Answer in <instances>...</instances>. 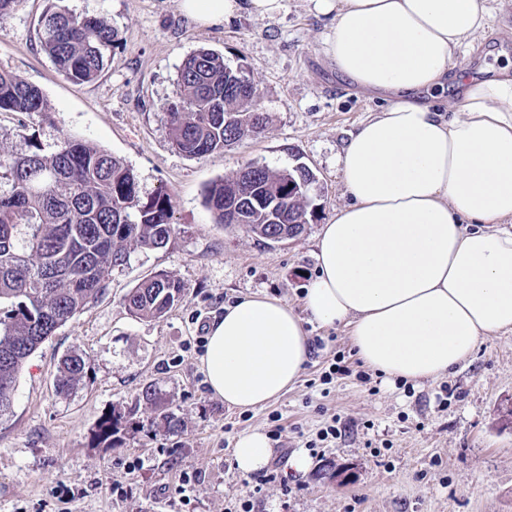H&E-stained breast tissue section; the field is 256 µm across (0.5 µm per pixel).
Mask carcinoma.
Listing matches in <instances>:
<instances>
[{"instance_id": "1", "label": "carcinoma", "mask_w": 512, "mask_h": 512, "mask_svg": "<svg viewBox=\"0 0 512 512\" xmlns=\"http://www.w3.org/2000/svg\"><path fill=\"white\" fill-rule=\"evenodd\" d=\"M42 46L58 72L73 82H92L104 69L106 53L118 41L115 29L95 17H80L52 0L41 20ZM230 65L212 50H198L181 63L178 93L165 114L175 149L200 158L259 135L269 117L253 108L256 87L247 91L230 82ZM47 112L42 90L0 71V111ZM254 178L221 179L207 190L214 222L224 224V198L242 194L250 221L246 232L267 243L303 233L315 212L316 174L306 165L274 172L255 165ZM304 182L306 191L288 189ZM173 200L159 189L143 198L134 169L111 153L70 138L51 154L38 145L25 154H0V416L11 411L15 385L26 360L75 315L107 289L116 267L135 250L167 245L173 233ZM185 298L175 275L155 272L125 296L139 319L164 317ZM87 356L74 349L59 361L56 388L65 393L86 377ZM154 412L150 425L166 433L181 431L172 402L144 387L127 413L101 419L96 438L113 442L122 420L141 405Z\"/></svg>"}]
</instances>
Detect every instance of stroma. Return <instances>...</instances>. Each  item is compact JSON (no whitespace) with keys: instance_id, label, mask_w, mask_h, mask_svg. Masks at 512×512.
I'll use <instances>...</instances> for the list:
<instances>
[{"instance_id":"stroma-1","label":"stroma","mask_w":512,"mask_h":512,"mask_svg":"<svg viewBox=\"0 0 512 512\" xmlns=\"http://www.w3.org/2000/svg\"><path fill=\"white\" fill-rule=\"evenodd\" d=\"M49 4L22 0L0 20V70L37 85L50 105L44 113L0 111V152L21 154L35 143L51 153L68 137L96 145L135 170L142 196L171 194L175 231L164 248L133 252L106 293L29 357L13 408L0 417V512H181L176 487L185 470L200 474L190 512H224L244 499L254 512H512V331L488 338L454 372L414 382L364 369L346 328L309 322V338L324 347L313 348L291 389L254 410L228 409L201 369L196 339L226 305L267 294L302 310L320 229L348 200L340 156L382 101L337 75L325 53L330 19L315 15L311 0H283L275 18L243 13L217 27L185 17L177 0H64L119 33L100 76L75 83L41 46ZM497 5L495 23L457 50L458 66L478 68L490 51L512 54V0ZM200 49L248 65L269 123L261 135L194 159L173 147L163 108L176 97L180 64ZM251 162L274 171L302 162L316 174V210L298 237L268 244L239 225L214 223L206 186ZM156 271L177 276L185 299L161 319H137L124 298ZM75 348L88 356L86 378L57 393L58 362ZM336 355L351 373L322 385ZM150 384L172 400L182 432L148 426L152 413L143 408L140 427L119 433L114 447L96 446L100 418ZM446 385L458 394L441 410L436 395ZM335 416L342 438L308 451ZM277 424L284 431L270 461L286 475L287 494L279 483L241 476L232 457L239 435ZM298 452L309 457L307 472L288 467ZM131 457L144 462L133 475L123 469ZM61 483L76 493L66 507L52 495Z\"/></svg>"}]
</instances>
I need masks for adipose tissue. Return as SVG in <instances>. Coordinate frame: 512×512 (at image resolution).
Instances as JSON below:
<instances>
[{
  "instance_id": "1",
  "label": "adipose tissue",
  "mask_w": 512,
  "mask_h": 512,
  "mask_svg": "<svg viewBox=\"0 0 512 512\" xmlns=\"http://www.w3.org/2000/svg\"><path fill=\"white\" fill-rule=\"evenodd\" d=\"M331 18L325 53L385 106L340 158L348 203L318 237L303 303L312 320L347 328L358 358L389 377L430 380L512 330V61L493 79L455 71L494 18L493 0H311ZM195 23L245 12L274 17L282 0H178ZM456 82L453 109L420 100ZM478 229H470V222ZM311 346L301 318L249 295L212 322L200 359L214 396L240 410L278 398ZM242 475L271 456L265 434L238 436Z\"/></svg>"
}]
</instances>
